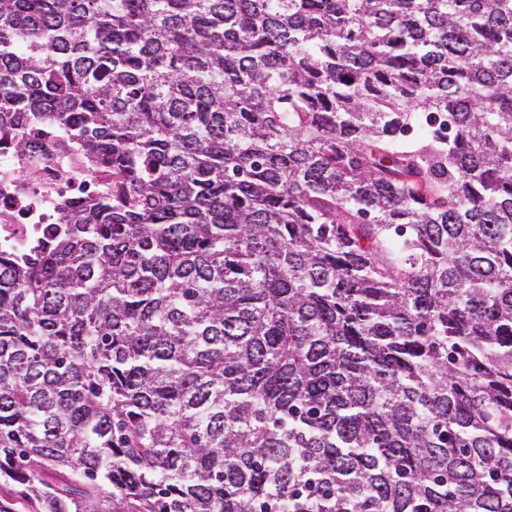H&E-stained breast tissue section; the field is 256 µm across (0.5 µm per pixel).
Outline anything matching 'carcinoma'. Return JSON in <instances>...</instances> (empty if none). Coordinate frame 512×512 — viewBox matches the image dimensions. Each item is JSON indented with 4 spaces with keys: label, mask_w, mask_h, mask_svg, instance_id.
I'll use <instances>...</instances> for the list:
<instances>
[{
    "label": "carcinoma",
    "mask_w": 512,
    "mask_h": 512,
    "mask_svg": "<svg viewBox=\"0 0 512 512\" xmlns=\"http://www.w3.org/2000/svg\"><path fill=\"white\" fill-rule=\"evenodd\" d=\"M104 192L0 252L29 512H512V0H0V151Z\"/></svg>",
    "instance_id": "carcinoma-1"
}]
</instances>
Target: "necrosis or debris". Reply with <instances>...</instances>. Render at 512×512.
Here are the masks:
<instances>
[{
  "label": "necrosis or debris",
  "instance_id": "4bbe7bcc",
  "mask_svg": "<svg viewBox=\"0 0 512 512\" xmlns=\"http://www.w3.org/2000/svg\"><path fill=\"white\" fill-rule=\"evenodd\" d=\"M42 150L48 163L25 179L20 176L24 158L0 152V250L26 251L54 224L64 199L97 183L77 159L63 129H51Z\"/></svg>",
  "mask_w": 512,
  "mask_h": 512
}]
</instances>
